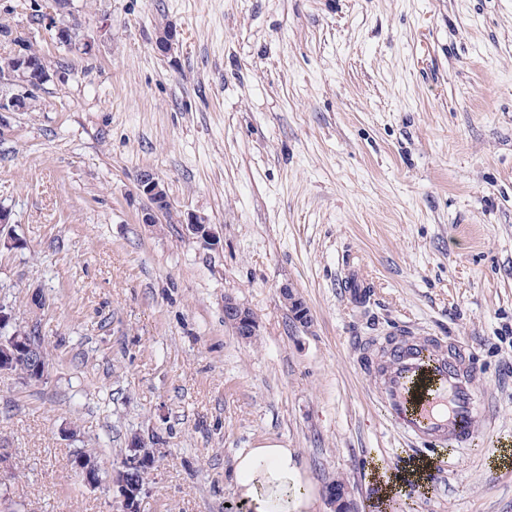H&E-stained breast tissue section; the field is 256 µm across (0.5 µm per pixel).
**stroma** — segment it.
Here are the masks:
<instances>
[{"instance_id":"stroma-1","label":"stroma","mask_w":512,"mask_h":512,"mask_svg":"<svg viewBox=\"0 0 512 512\" xmlns=\"http://www.w3.org/2000/svg\"><path fill=\"white\" fill-rule=\"evenodd\" d=\"M51 4L0 0V58L31 43L64 72L0 117L20 237L0 302L50 363L38 384L0 374V512H121L108 473L135 437L161 451L139 512H240L233 457L265 439L304 461L315 512L336 481L359 512H512V0H73L72 48ZM146 169L170 203L156 229ZM404 326L468 345L497 409L449 470L385 500L375 466L415 451L354 339ZM71 2L72 0H53L55 11L46 15L48 16L46 17V20L49 27L55 28L56 30V39L59 43H63L70 47L73 45L75 33L72 31V28L66 25L63 21L66 15H70ZM57 15L62 18V22L60 19L56 18ZM137 191L148 202V206L142 211V224H147L149 227L161 224L162 218L170 209V204L160 180L153 172L144 170L137 177ZM184 226L189 235L200 240L204 245L214 248L219 246L220 238L216 235L211 224H209L205 217L197 215L188 217V221ZM224 323L245 341L258 334V322L253 312L231 295L224 297Z\"/></svg>"}]
</instances>
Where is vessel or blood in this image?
<instances>
[{
	"mask_svg": "<svg viewBox=\"0 0 512 512\" xmlns=\"http://www.w3.org/2000/svg\"><path fill=\"white\" fill-rule=\"evenodd\" d=\"M389 342L391 350L383 357L375 353L377 341L362 342L375 395L397 432L422 447L418 466H443L444 448L471 447L492 422L496 405L480 397L476 366L463 343L405 330Z\"/></svg>",
	"mask_w": 512,
	"mask_h": 512,
	"instance_id": "b4317fda",
	"label": "vessel or blood"
}]
</instances>
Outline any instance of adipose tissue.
Masks as SVG:
<instances>
[{
    "label": "adipose tissue",
    "mask_w": 512,
    "mask_h": 512,
    "mask_svg": "<svg viewBox=\"0 0 512 512\" xmlns=\"http://www.w3.org/2000/svg\"><path fill=\"white\" fill-rule=\"evenodd\" d=\"M293 449L269 442L237 452L233 490L248 512H310L314 496Z\"/></svg>",
    "instance_id": "ef3b65f1"
}]
</instances>
